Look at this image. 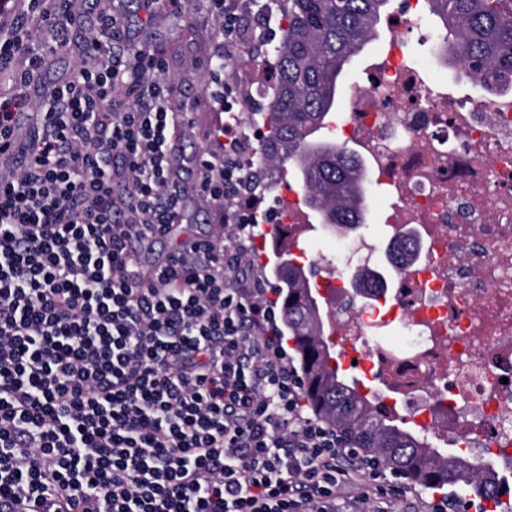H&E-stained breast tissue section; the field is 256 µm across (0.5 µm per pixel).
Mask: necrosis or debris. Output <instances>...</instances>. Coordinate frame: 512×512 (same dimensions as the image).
<instances>
[{"label":"necrosis or debris","instance_id":"necrosis-or-debris-1","mask_svg":"<svg viewBox=\"0 0 512 512\" xmlns=\"http://www.w3.org/2000/svg\"><path fill=\"white\" fill-rule=\"evenodd\" d=\"M387 29L383 58L346 89L336 139L368 159L389 227L418 231L421 254L360 303L348 285L377 248L337 238L334 334L443 445L512 455V94L450 96L432 64L408 57L411 33L437 40L422 0H401ZM392 325L397 339L382 338Z\"/></svg>","mask_w":512,"mask_h":512}]
</instances>
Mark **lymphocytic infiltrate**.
Listing matches in <instances>:
<instances>
[{"mask_svg": "<svg viewBox=\"0 0 512 512\" xmlns=\"http://www.w3.org/2000/svg\"><path fill=\"white\" fill-rule=\"evenodd\" d=\"M96 4L89 63L44 106L24 88L64 43L61 0H0V512H354L337 490L360 474V502L389 512L377 466L342 468L340 435L303 415L239 254L194 238L143 263L184 205L178 126L162 51L121 45ZM239 145L225 121L199 193L234 200Z\"/></svg>", "mask_w": 512, "mask_h": 512, "instance_id": "f902f5d3", "label": "lymphocytic infiltrate"}]
</instances>
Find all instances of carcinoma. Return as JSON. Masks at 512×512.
<instances>
[{
    "label": "carcinoma",
    "instance_id": "carcinoma-1",
    "mask_svg": "<svg viewBox=\"0 0 512 512\" xmlns=\"http://www.w3.org/2000/svg\"><path fill=\"white\" fill-rule=\"evenodd\" d=\"M388 0H280L284 25L275 47V83L250 121L266 129L255 156L243 164L251 192L261 196L294 174L305 206L333 233L345 236L363 223L367 164L337 144L330 124L336 88L345 67L375 36ZM443 29L445 63L462 70L487 93H512V0H425ZM419 257L413 233L389 250V265ZM273 269L282 297L284 331L299 356L301 396L314 415L335 429L344 444L382 468L427 490L448 489L463 500L474 496L495 506L512 494V476L494 460L478 461L463 450L432 445L405 416L379 408L344 371L330 365L325 349L332 331L320 326L312 296L315 264L282 249Z\"/></svg>",
    "mask_w": 512,
    "mask_h": 512
}]
</instances>
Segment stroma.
I'll list each match as a JSON object with an SVG mask.
<instances>
[{
    "instance_id": "35a3bbf8",
    "label": "stroma",
    "mask_w": 512,
    "mask_h": 512,
    "mask_svg": "<svg viewBox=\"0 0 512 512\" xmlns=\"http://www.w3.org/2000/svg\"><path fill=\"white\" fill-rule=\"evenodd\" d=\"M68 5L71 21L67 44L43 71L34 74L25 88L30 96L43 95L64 82L76 66L87 60V39L98 28L96 0H69ZM115 7L124 18V43L163 50V80L171 91V104L184 123L173 159L177 166L174 183L185 195V206L171 234L155 240L144 258L149 262L163 258L176 244L189 238L211 237L221 246L234 248L238 241L228 235L223 203L195 190V162L224 152V140L217 132L224 127L220 94L228 82L240 91V110L235 114L242 141L239 157L244 160L255 152L258 139L244 108L253 100L252 84L267 81L268 70L257 64L252 45L238 49L227 68L212 64V57L222 51V34L207 0H161L150 12L142 0H117Z\"/></svg>"
}]
</instances>
